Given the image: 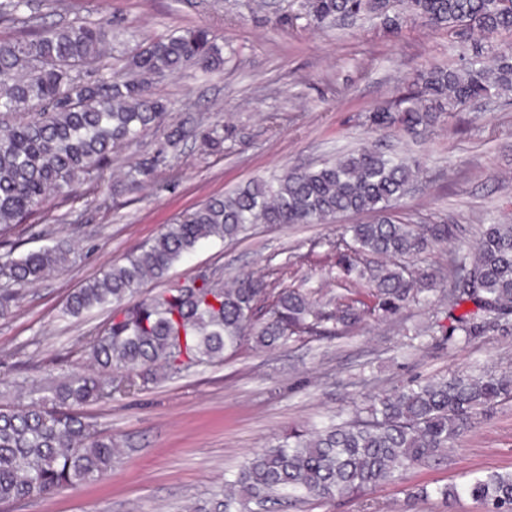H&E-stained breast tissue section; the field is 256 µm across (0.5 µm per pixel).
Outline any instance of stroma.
Wrapping results in <instances>:
<instances>
[{
  "instance_id": "stroma-1",
  "label": "stroma",
  "mask_w": 512,
  "mask_h": 512,
  "mask_svg": "<svg viewBox=\"0 0 512 512\" xmlns=\"http://www.w3.org/2000/svg\"><path fill=\"white\" fill-rule=\"evenodd\" d=\"M253 2L30 0L32 12L50 24L111 19L106 63L115 69L138 42L198 24L210 26L232 52L223 70L167 76L153 86L155 96L171 104L170 121L190 114L221 120L223 153L205 155L185 143L143 190L57 204L62 222L23 224L0 240V262L37 248L48 231L66 235L79 255L73 266L24 288L10 314L0 317V380L13 385L9 403H28L31 384L45 386L87 369L76 346L109 313L63 317L73 291L209 198L250 182L318 165L360 145L419 160L427 175L397 212L416 225H452L454 236L406 259L413 272L447 265L449 254L474 241L487 218L512 223V93L441 117L416 137L395 127L376 129L369 120L421 71L457 62L479 44L512 48V33L455 35L410 24L395 34L379 19L321 30L294 18L292 0H264L260 12ZM368 220L357 214L340 224H257L234 243L203 245L175 264L166 282H148L141 293L203 271L227 280L250 272L316 291L324 303L352 294L365 301L367 282L353 281L330 245L343 224ZM449 287L440 281L428 302L408 303L393 314L373 312L340 336L272 349L249 344L222 364L83 406L122 450L111 473L10 512H182L289 428L350 413L366 396L452 372L512 375V326L465 345L443 333ZM474 471L512 472V400L474 416L440 456L401 479L332 503L295 501L281 512H486L470 496L446 501L432 493ZM421 487L430 495H418Z\"/></svg>"
}]
</instances>
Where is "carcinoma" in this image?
Segmentation results:
<instances>
[{"label":"carcinoma","instance_id":"1","mask_svg":"<svg viewBox=\"0 0 512 512\" xmlns=\"http://www.w3.org/2000/svg\"><path fill=\"white\" fill-rule=\"evenodd\" d=\"M316 27L360 17H380L399 29L408 21L456 32L488 35L512 31V0H293ZM29 0H0V22L20 30L0 38V233L40 214L55 198L79 196L83 185L104 186L112 152L164 128V143L149 158L127 167L107 186L111 194L135 193L169 166L168 151L189 139L208 153L224 151V125L205 127L188 118L164 125L167 101L151 83L189 69L224 67L223 47L205 25L173 30L137 44L121 76L85 73L101 65L112 40V21L44 27L25 14ZM512 91V56L478 49L460 66L434 67L413 87L375 111L378 128L417 134L445 113L470 102ZM422 175L408 163L366 146L317 169L294 170L273 182L254 181L231 195L210 198L166 226L152 242L86 283L68 298L63 315L78 317L112 306V315L84 337L89 373H72L53 397L0 406V505L44 498L96 481L112 470L119 449L81 408L129 393L160 376L221 364L244 344L261 348L353 328L365 310L338 302L327 310L313 291L271 288L243 273L224 284L212 273L197 282L137 299L144 280L161 281L171 267L210 240L233 242L252 224H330L344 214L370 213L332 243L346 262L364 257L383 262L368 275L375 307L395 313L432 290L437 273L417 278L394 260L417 256L448 239V225L405 224L395 204ZM45 244L0 265V277L20 288L76 263L69 239L44 235ZM451 335L463 343L512 318V224L485 225L467 249L448 258ZM465 304L472 308L463 312ZM512 398V379L451 375L374 397L353 419H334L320 429L291 428L253 454L223 489L189 512H263L268 505L314 499L331 503L392 480L448 447L478 412ZM446 499L466 494L487 512H512V473L472 475L460 485L438 487Z\"/></svg>","mask_w":512,"mask_h":512}]
</instances>
